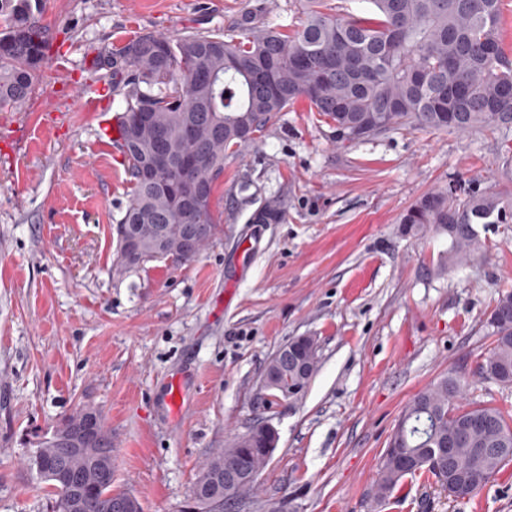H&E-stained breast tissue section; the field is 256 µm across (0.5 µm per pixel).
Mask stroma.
Instances as JSON below:
<instances>
[{
  "mask_svg": "<svg viewBox=\"0 0 512 512\" xmlns=\"http://www.w3.org/2000/svg\"><path fill=\"white\" fill-rule=\"evenodd\" d=\"M256 0H41L52 59L26 111L0 112V512H51L28 459L81 405L112 429L114 488L143 512H182L211 452L270 422L279 442L243 512H512V462L472 498L431 476L374 493L402 411L451 372L460 404L512 424V386L479 367L487 324L512 291V222L477 225L448 266L406 211L451 187L512 203V129L405 127L340 141L307 101L224 154L212 209L222 230L189 263L115 272L129 200L123 157L99 149L120 93L92 108L98 54L137 34L222 30ZM276 204L275 224L252 223ZM314 337L319 364L284 399L262 386L275 353ZM180 382L183 408L165 403Z\"/></svg>",
  "mask_w": 512,
  "mask_h": 512,
  "instance_id": "obj_1",
  "label": "stroma"
}]
</instances>
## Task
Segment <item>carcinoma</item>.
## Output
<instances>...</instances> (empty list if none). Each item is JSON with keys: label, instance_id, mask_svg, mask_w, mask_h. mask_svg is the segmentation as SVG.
<instances>
[{"label": "carcinoma", "instance_id": "carcinoma-1", "mask_svg": "<svg viewBox=\"0 0 512 512\" xmlns=\"http://www.w3.org/2000/svg\"><path fill=\"white\" fill-rule=\"evenodd\" d=\"M369 16L336 13L325 0H305L304 18L292 33L266 25L263 8L243 11L215 33L175 36L144 33L100 54L94 71H106L112 85L125 89L117 122L127 161L131 199L119 220L134 224L144 254L122 263L118 272H136L159 261L154 227H163V248L175 264L193 261L181 254L185 216L170 187L188 179L205 185L207 198L196 223L208 226L207 239L220 230L211 206L213 185L224 173V152L254 140L256 132L292 103L305 99L342 140L358 143L408 125L433 130H509L512 128V60L501 45L502 0H367ZM40 0H0V110L24 111L43 67L51 37L35 12ZM170 159L199 157L189 173L172 167L156 179L140 177L142 166L157 154ZM506 207L492 193L460 198L452 190L429 193L403 215L409 231L432 228L449 239L445 259L452 262L476 250L474 225L503 220ZM267 205L254 224L280 220ZM489 326L493 346L482 375L512 384V293L496 302ZM302 358L305 376L268 363L265 372L294 394L317 370L318 349L291 339ZM463 379L450 373L420 392L405 408L385 450L375 493L383 502L407 475L428 473L456 498L472 497L512 461V425L490 406L456 405ZM99 439L82 457L88 474L84 491L93 512H118L129 492L100 484L94 477L100 458L112 467V430L100 417ZM88 422L79 407L45 433L29 459L31 469L53 489L54 512H72L71 493L42 469L60 458L64 430ZM263 425L214 451L203 464L188 505L211 512L215 495L224 494V470L252 474L237 487L246 500L271 454Z\"/></svg>", "mask_w": 512, "mask_h": 512}]
</instances>
